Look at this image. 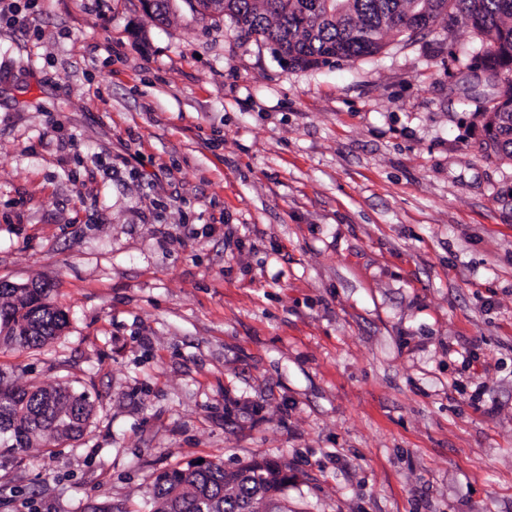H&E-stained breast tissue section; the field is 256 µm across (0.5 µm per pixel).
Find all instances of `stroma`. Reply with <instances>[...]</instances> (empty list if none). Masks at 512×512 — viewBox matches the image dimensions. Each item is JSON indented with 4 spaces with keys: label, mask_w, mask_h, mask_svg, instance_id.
<instances>
[{
    "label": "stroma",
    "mask_w": 512,
    "mask_h": 512,
    "mask_svg": "<svg viewBox=\"0 0 512 512\" xmlns=\"http://www.w3.org/2000/svg\"><path fill=\"white\" fill-rule=\"evenodd\" d=\"M462 22L318 69L173 0H0V281L68 319L0 379L78 439L0 512H150L201 459L290 512H512V162Z\"/></svg>",
    "instance_id": "obj_1"
}]
</instances>
